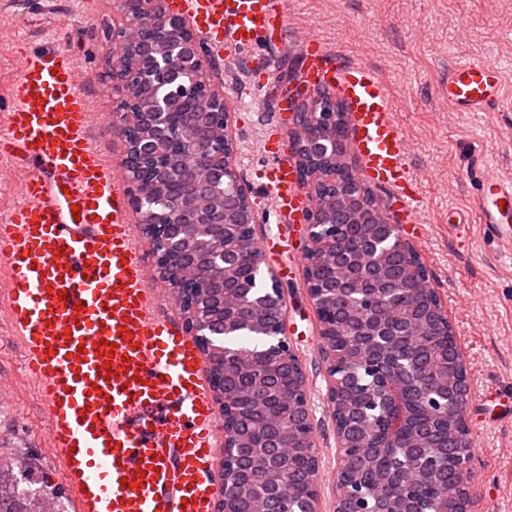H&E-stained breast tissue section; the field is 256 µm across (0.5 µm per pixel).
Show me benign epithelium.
<instances>
[{
    "label": "benign epithelium",
    "mask_w": 512,
    "mask_h": 512,
    "mask_svg": "<svg viewBox=\"0 0 512 512\" xmlns=\"http://www.w3.org/2000/svg\"><path fill=\"white\" fill-rule=\"evenodd\" d=\"M122 22L112 27L117 52L112 91L118 93L117 110L124 141L121 166L130 184V202L137 223L150 240L156 279L174 293L186 332L199 339L207 362V375L223 420L236 411L237 389L229 382L249 387L257 415L224 426V453L240 465L255 459L259 448H288V436L296 428L314 429L308 402L306 373L291 350L285 331L286 300L277 280L269 288L278 310V340L268 349L238 351L230 355L224 336L248 324L238 291L228 287L238 262L243 239L242 224H255L251 190L242 183L233 162L235 142L231 134L232 112L224 93L212 83L206 61L194 34L182 16L166 9L164 0H118ZM288 93V112L305 116L289 127V149L300 174L312 152L336 155L344 140L336 128L345 110L328 92L305 83L303 68L292 65L281 77ZM187 104L191 125L206 129L203 139L192 133L180 139L181 153L196 159L180 164L174 159L173 137L166 132V118ZM366 188L352 180L338 194L312 207L305 216L309 234L308 264L304 282L321 324V347L328 379L327 400L336 403V296L326 297L312 275L324 255L312 230L336 238L340 225L357 220L354 203ZM382 305L365 299V320L360 334L368 343L396 351L404 357L403 336L381 316ZM461 398L450 397L446 408L466 421L468 378L460 381ZM377 395L394 409L401 405V375L387 378ZM215 512H228L230 496L251 493L253 478L232 476L227 466L219 474ZM302 512H320L319 482H312Z\"/></svg>",
    "instance_id": "1"
}]
</instances>
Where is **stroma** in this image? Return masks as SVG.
Masks as SVG:
<instances>
[{
	"instance_id": "1",
	"label": "stroma",
	"mask_w": 512,
	"mask_h": 512,
	"mask_svg": "<svg viewBox=\"0 0 512 512\" xmlns=\"http://www.w3.org/2000/svg\"><path fill=\"white\" fill-rule=\"evenodd\" d=\"M117 0H20L13 22L0 25V89L12 65L33 45L87 48L85 90L103 109L93 137L114 172L124 145L105 79L114 62L112 25ZM292 27L318 36L349 59L370 65L386 82L395 118L409 139L413 170L424 177L423 229L410 241L427 266L466 351L470 388L475 512H512V422H491L488 387L512 389V255L500 253L474 215V192L487 168L512 175V109L453 112L439 84L449 64L479 54L512 76V0H288ZM268 106L235 115V162L250 185L264 240L285 232L262 196L256 169ZM463 220L448 228L449 212ZM288 340L308 378V397L320 456V509L335 512L336 426L327 403L320 324L303 277L283 284ZM22 452L63 494L71 488L49 445L43 402L24 367V353L0 307V454Z\"/></svg>"
}]
</instances>
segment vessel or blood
<instances>
[{
  "instance_id": "vessel-or-blood-1",
  "label": "vessel or blood",
  "mask_w": 512,
  "mask_h": 512,
  "mask_svg": "<svg viewBox=\"0 0 512 512\" xmlns=\"http://www.w3.org/2000/svg\"><path fill=\"white\" fill-rule=\"evenodd\" d=\"M212 48L259 54L287 30V0H174ZM311 81L339 87L361 172L390 188L407 223L419 222L421 181L393 117L385 84L314 36L291 35ZM494 62L452 65L448 106L495 112L512 106ZM0 108V160L24 177L23 200L0 225V306L43 400L50 441L80 512H210L208 473L217 413L192 336L155 314V286L140 258L125 191L94 146L96 112L73 53L23 54ZM262 188L275 210L309 208L284 133L264 131ZM479 224L512 254V178L487 173L476 197ZM117 374L103 378V356ZM130 487H123V480Z\"/></svg>"
}]
</instances>
